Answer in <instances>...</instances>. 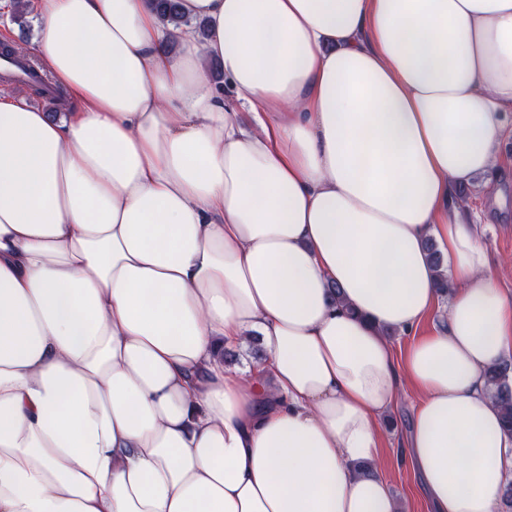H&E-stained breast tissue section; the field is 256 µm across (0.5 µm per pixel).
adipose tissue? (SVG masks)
<instances>
[{
    "instance_id": "obj_1",
    "label": "adipose tissue",
    "mask_w": 512,
    "mask_h": 512,
    "mask_svg": "<svg viewBox=\"0 0 512 512\" xmlns=\"http://www.w3.org/2000/svg\"><path fill=\"white\" fill-rule=\"evenodd\" d=\"M37 9L78 106L0 88V512H404L407 389L433 512H501L512 294L455 197L498 165L512 0ZM150 5L166 23L179 26L185 22L179 10V0H150ZM487 382L493 397L502 404L503 429L512 435V388L509 385L507 365L501 363L490 369L487 374ZM414 400L415 396L408 394L401 399L394 412L386 419L383 429L385 448L381 457V473L392 494L406 503L407 512H431L428 502L420 491L416 474L402 456Z\"/></svg>"
}]
</instances>
